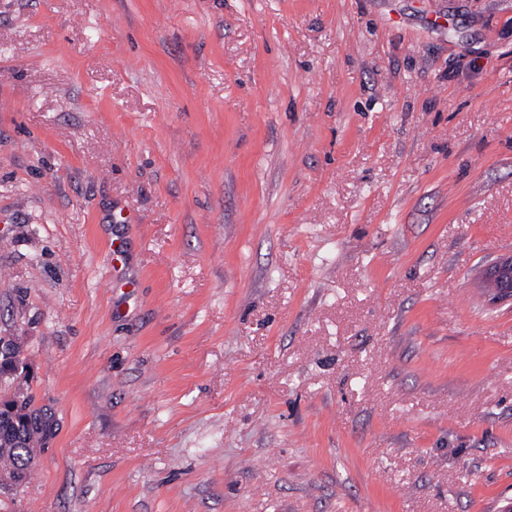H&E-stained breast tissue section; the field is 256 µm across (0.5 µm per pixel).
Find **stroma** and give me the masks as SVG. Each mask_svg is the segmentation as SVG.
Instances as JSON below:
<instances>
[{
    "label": "stroma",
    "instance_id": "obj_1",
    "mask_svg": "<svg viewBox=\"0 0 512 512\" xmlns=\"http://www.w3.org/2000/svg\"><path fill=\"white\" fill-rule=\"evenodd\" d=\"M509 256L512 0H0V512H505ZM24 345L18 337L0 333V367L5 365L1 374V384L6 377H12L22 362ZM21 390L11 391L0 397V437L14 434L21 423L27 421ZM26 408L31 414L32 424L29 429L28 443L19 444L18 448L2 447L0 442V488L6 489L14 475L31 465L35 460L36 450L50 431L51 424L47 414L33 404V397L28 396Z\"/></svg>",
    "mask_w": 512,
    "mask_h": 512
}]
</instances>
